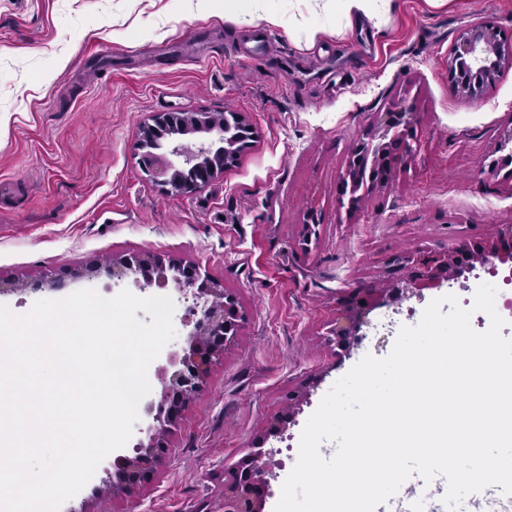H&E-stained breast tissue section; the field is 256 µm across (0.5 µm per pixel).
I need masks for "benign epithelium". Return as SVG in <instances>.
I'll return each mask as SVG.
<instances>
[{"mask_svg": "<svg viewBox=\"0 0 512 512\" xmlns=\"http://www.w3.org/2000/svg\"><path fill=\"white\" fill-rule=\"evenodd\" d=\"M468 62L475 65L482 75L483 87L477 89L465 81L455 80L449 84L455 94L476 100L496 83L504 68L512 66V41L489 22L476 24L459 34L448 56L450 68H459ZM418 125L419 114L414 104L404 98L388 102L378 113L373 135L377 143L368 147L365 160L366 168L379 171V176L366 177L360 168L350 164L340 185V196L348 197L349 206L359 202V191L365 188L372 190L385 183L395 168L415 159L419 139L412 133H406V128L416 129ZM136 149L140 153L141 168L147 176L159 183L170 181V175L176 168L171 156L179 154V150L174 149L168 154L146 151L140 141ZM507 263L512 264V224L500 225L492 237L463 238L448 250L416 248L397 255L389 262L392 277L386 281L385 287L361 285L341 299L332 328L336 343L343 347L350 343L367 323L369 313L391 293L404 298L420 297L424 291L440 287L464 269L470 270L479 265L494 274L498 265ZM176 285L181 292L197 299L221 293L224 306L204 303L192 321L193 328L189 334L191 350L179 361L180 368L173 372L166 367L159 368L162 398H169L180 389L183 395L177 404L171 405L168 415L157 419L158 425L147 441L141 442L134 455L121 462L118 475L112 480L114 495H133L141 483L155 473L165 451L161 434L181 417L185 400L202 390L214 362L246 322V313L236 296L213 281L208 273L201 272L200 267L187 266L186 277L178 280ZM252 457L249 479L245 482L234 479L231 492L224 495V512H261L266 492L265 454L254 452Z\"/></svg>", "mask_w": 512, "mask_h": 512, "instance_id": "7a95c632", "label": "benign epithelium"}]
</instances>
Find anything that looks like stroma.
I'll return each instance as SVG.
<instances>
[{
    "label": "stroma",
    "mask_w": 512,
    "mask_h": 512,
    "mask_svg": "<svg viewBox=\"0 0 512 512\" xmlns=\"http://www.w3.org/2000/svg\"><path fill=\"white\" fill-rule=\"evenodd\" d=\"M281 23L237 22L241 0H0V281L43 299L132 289L98 271L108 257L196 264L237 294L248 321L168 436L135 497L97 475L68 512H219L230 468L254 444L297 457L324 395L365 355L396 340L371 311L361 338L329 340L342 297L383 278L391 255L488 236L512 224V179L493 175L512 128V67L477 101L457 96L444 62L474 23L512 36V0H393L382 27L309 38L311 0H274ZM413 102L421 149L410 168L337 202L350 152L375 112ZM162 112H233L254 129L224 173L187 195L163 192L135 156L141 124ZM310 380L284 431L281 392Z\"/></svg>",
    "instance_id": "obj_1"
}]
</instances>
